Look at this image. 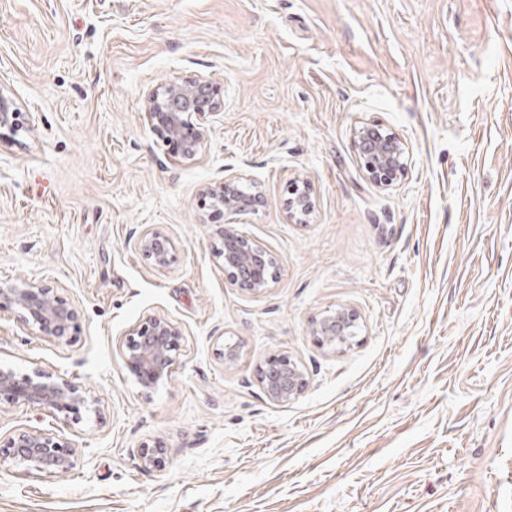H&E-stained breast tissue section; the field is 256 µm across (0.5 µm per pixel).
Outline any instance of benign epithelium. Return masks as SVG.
Returning <instances> with one entry per match:
<instances>
[{"mask_svg":"<svg viewBox=\"0 0 512 512\" xmlns=\"http://www.w3.org/2000/svg\"><path fill=\"white\" fill-rule=\"evenodd\" d=\"M221 108L220 92L210 81L192 78L172 81L152 90L145 112L150 128L162 139L185 140L182 157L192 159L204 139L202 121ZM20 112L16 103L0 93V129L16 130ZM354 142L362 168L376 183L390 186L408 166L409 152L404 142L390 129L380 125H364L354 132ZM202 194L212 206L224 210L226 216H242L257 210L261 203L258 192L241 188L233 179L204 187ZM291 215L302 223L313 214L315 203L307 183L293 182L288 198ZM224 273L240 287L254 295L267 293L275 280L273 256L244 234L236 222L229 221L219 231ZM137 246L143 258L158 268L167 267L173 259L169 237L146 227ZM26 312L45 336L60 337L75 322L77 312L61 303L54 289L28 280L0 286V310ZM360 316L348 307H340L310 323V335L317 345L336 352L357 343ZM180 327L165 317H153L134 324L127 333L122 356L126 366L145 389L155 388L168 378L178 362ZM260 384L274 402L288 403L298 398L308 385L301 365L287 354L270 358L260 372ZM25 402L50 407L56 411H78L97 408L92 393L63 377L50 374L18 377L0 369V401ZM144 468L161 470L166 466L165 449L148 444L137 449ZM6 455L17 460L25 470L46 472L56 476L67 474L73 466L74 449L68 442L40 430L20 431L11 441Z\"/></svg>","mask_w":512,"mask_h":512,"instance_id":"7a95c632","label":"benign epithelium"}]
</instances>
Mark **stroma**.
I'll use <instances>...</instances> for the list:
<instances>
[{
	"label": "stroma",
	"instance_id": "1",
	"mask_svg": "<svg viewBox=\"0 0 512 512\" xmlns=\"http://www.w3.org/2000/svg\"><path fill=\"white\" fill-rule=\"evenodd\" d=\"M187 77L223 100L192 159L145 117ZM0 93L22 114L0 142V285L78 312L56 338L0 311V367L100 402H0V448L39 429L76 450L63 477L1 462L0 512H512V0H0ZM366 123L409 149L392 186L358 161ZM227 177L262 195L238 227L276 259L263 295L215 255L202 190ZM147 227L168 267L142 258ZM339 306L361 331L328 353L309 326ZM152 315L183 341L149 391L120 347ZM282 353L308 378L287 403L258 381ZM153 441L160 471L137 455ZM300 180H294L293 187L290 195L293 197L288 198V207L291 215L298 217L300 223H306L307 218L313 214L315 203L311 196L309 185L302 179V187H300ZM143 258L158 268L167 267L173 259V244L169 237L153 228H144L137 240ZM142 466L148 470H162L166 466L165 448L159 444L143 445L137 450Z\"/></svg>",
	"mask_w": 512,
	"mask_h": 512
}]
</instances>
